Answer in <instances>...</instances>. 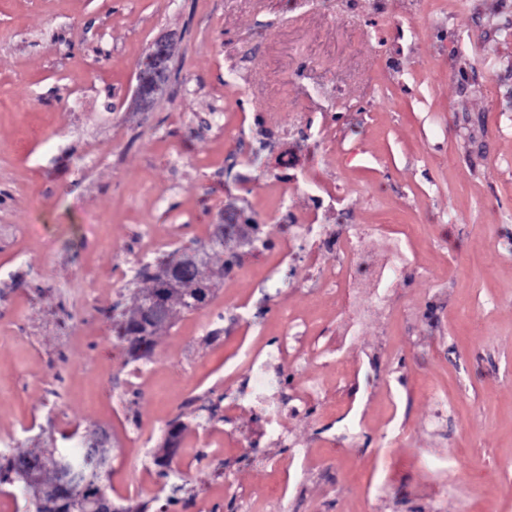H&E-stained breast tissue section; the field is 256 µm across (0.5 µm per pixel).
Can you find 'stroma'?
<instances>
[{"instance_id": "stroma-1", "label": "stroma", "mask_w": 512, "mask_h": 512, "mask_svg": "<svg viewBox=\"0 0 512 512\" xmlns=\"http://www.w3.org/2000/svg\"><path fill=\"white\" fill-rule=\"evenodd\" d=\"M291 145L306 172L278 167ZM314 208L336 246L288 244ZM237 210L268 247L227 238L238 265L134 379L112 315L145 236L176 250ZM369 224L415 264L349 306L322 272ZM279 347L298 411L275 440L230 402ZM89 428L107 497L146 512H267L273 489L286 512H512V0H0V450ZM185 429L186 425L179 420H174L169 424L168 437L163 448H161V452L154 458V464L160 469L158 474L163 478L169 477L167 469L177 452V438Z\"/></svg>"}]
</instances>
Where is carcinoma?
Segmentation results:
<instances>
[{"label":"carcinoma","instance_id":"obj_1","mask_svg":"<svg viewBox=\"0 0 512 512\" xmlns=\"http://www.w3.org/2000/svg\"><path fill=\"white\" fill-rule=\"evenodd\" d=\"M237 261L231 253L227 258L209 268V263L187 266L179 271L175 282L167 281V268L172 263L168 258L157 263L155 271L143 269L138 277L146 283L134 293L133 307L122 315L116 324V338L126 344L127 355L132 361L146 358L152 352L159 332L170 325L177 312H194L206 304L209 295L203 289H211L214 279L224 278ZM211 273H206V269ZM159 306L163 318L157 320L149 335H141L139 315ZM186 429L179 420L169 424L168 437L161 452L154 458L158 474L169 477L168 468L177 452V438ZM50 452L44 448L36 451H13L0 454V485L22 483L23 489L32 497L35 512H134L131 508L115 509L99 486L106 456L99 441L98 431L92 430L82 436L79 455H62V458L80 474V483L67 495L62 488V479L48 458Z\"/></svg>","mask_w":512,"mask_h":512}]
</instances>
